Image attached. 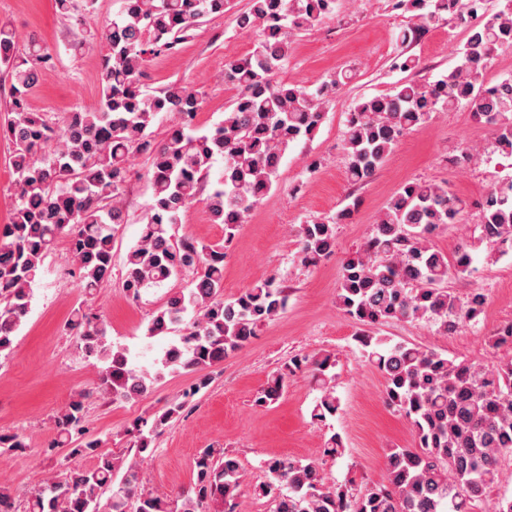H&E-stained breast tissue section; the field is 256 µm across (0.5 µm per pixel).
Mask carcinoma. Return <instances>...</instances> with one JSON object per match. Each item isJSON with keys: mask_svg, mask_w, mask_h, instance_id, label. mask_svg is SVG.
Listing matches in <instances>:
<instances>
[{"mask_svg": "<svg viewBox=\"0 0 512 512\" xmlns=\"http://www.w3.org/2000/svg\"><path fill=\"white\" fill-rule=\"evenodd\" d=\"M485 2L394 0L393 8L409 19L398 40L405 45L450 16L474 15ZM334 4L247 0L236 13V26L259 31V38L245 57L225 63L224 79L238 97L224 120L208 130L194 123L199 91L173 82L151 93L141 78L148 56L174 49L201 20L224 14L230 0H123L101 32L109 50L97 105L69 112L60 123L29 102L48 56L33 38L20 52L15 29L0 24V73L10 97L0 138L12 146L15 195L10 223L0 227V353L12 349L42 258L59 238L70 241L84 292L93 293L111 276L113 243L127 223L130 160L137 153L151 160L152 201L141 235L126 254L122 286L137 298L142 289L182 272L197 274L191 287L168 297L147 327L152 338L184 326L157 363L173 371L206 370L248 345L285 309L288 293L272 279L224 298V245L276 182L290 144L314 137L326 105L348 79L339 71L312 86L278 80L292 36L319 24ZM511 48L512 0H496L469 27L448 73L425 83L405 80L391 94L358 101L348 113L343 144L348 180L369 181L403 134L423 127L434 112L459 107L489 127L496 151L512 158V77L496 84L485 80L497 52ZM167 114L175 122L157 141L152 127ZM218 160L224 162L219 186L205 195V179ZM200 199L214 222L224 225V244L176 234L180 213ZM479 207L480 239L512 249V180L492 188ZM461 209L448 185L407 181L387 202L366 243L341 263L336 304L363 326L355 340L382 373L386 405L411 425L415 447L389 449L385 482L360 496L326 485L313 462L272 459L266 463L268 480L253 487V496L268 499L271 512H475L499 481L503 459L512 457V360L490 367L375 333L394 320L424 319L446 336L483 313L484 293L476 290L462 300L448 289L450 277L471 272L468 245L450 262L431 243ZM348 217L344 209L331 221L300 225L301 262L315 266L331 255L336 225ZM69 329L85 354L102 363L101 396L129 401L149 392L155 377L132 363L128 348L108 341L97 315L79 308ZM336 362L334 353L294 356L270 376L256 404L277 401L301 373L319 392L312 417L326 420L339 409ZM186 404L171 402L137 419L136 451L124 463L97 453L101 440L86 436L83 402L71 401L54 418L50 448L67 449L68 461L95 452L97 462L45 483L27 501L26 512H100L106 492L108 512H236L245 478L239 460L227 453L204 451L193 486L173 499L140 488L142 462Z\"/></svg>", "mask_w": 512, "mask_h": 512, "instance_id": "obj_1", "label": "carcinoma"}]
</instances>
